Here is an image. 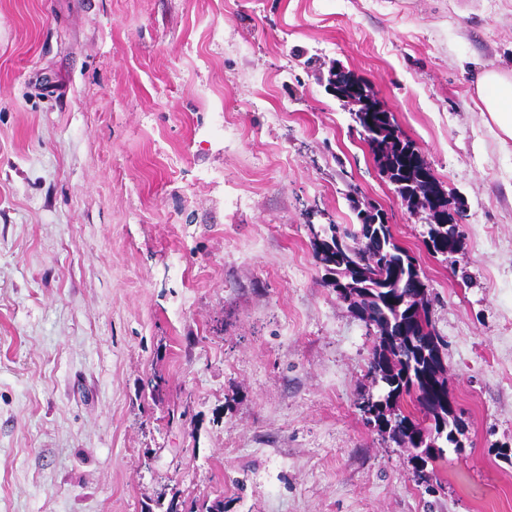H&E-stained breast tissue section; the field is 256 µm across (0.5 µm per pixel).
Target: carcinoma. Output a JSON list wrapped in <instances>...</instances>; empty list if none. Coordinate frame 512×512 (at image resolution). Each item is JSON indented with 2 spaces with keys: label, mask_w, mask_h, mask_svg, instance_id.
<instances>
[{
  "label": "carcinoma",
  "mask_w": 512,
  "mask_h": 512,
  "mask_svg": "<svg viewBox=\"0 0 512 512\" xmlns=\"http://www.w3.org/2000/svg\"><path fill=\"white\" fill-rule=\"evenodd\" d=\"M372 99L368 85L359 86L349 100L359 104L353 113L362 129L368 151L382 172L399 183V196L412 209L429 212L428 240L433 253L456 249L458 240L448 237V194L434 175L419 179L427 164L412 150L414 143L399 133L391 115L371 108L363 101ZM374 206L357 208L359 229L329 226L323 238L315 239L317 259L341 281L336 294L357 316L375 330L376 341L368 373L385 385V394L366 401L362 411L373 414L379 430L391 436L401 448L414 450L415 472L423 483H430L429 462L441 456V438L455 448L459 422L448 399V368L429 316L428 288L415 258L399 246L391 225L382 222ZM413 398L423 421L402 413L404 397Z\"/></svg>",
  "instance_id": "carcinoma-1"
}]
</instances>
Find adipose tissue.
I'll list each match as a JSON object with an SVG mask.
<instances>
[{
	"label": "adipose tissue",
	"instance_id": "ef3b65f1",
	"mask_svg": "<svg viewBox=\"0 0 512 512\" xmlns=\"http://www.w3.org/2000/svg\"><path fill=\"white\" fill-rule=\"evenodd\" d=\"M479 110L500 141L512 139V75L484 69L476 81Z\"/></svg>",
	"mask_w": 512,
	"mask_h": 512
}]
</instances>
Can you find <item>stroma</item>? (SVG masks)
Listing matches in <instances>:
<instances>
[{
	"mask_svg": "<svg viewBox=\"0 0 512 512\" xmlns=\"http://www.w3.org/2000/svg\"><path fill=\"white\" fill-rule=\"evenodd\" d=\"M456 200L425 247L332 68ZM512 0H0V512H512ZM383 211L461 448L431 485L360 409L376 336L313 231ZM479 112L496 137L506 142L512 139V75L495 68H486L476 81Z\"/></svg>",
	"mask_w": 512,
	"mask_h": 512,
	"instance_id": "stroma-1",
	"label": "stroma"
}]
</instances>
